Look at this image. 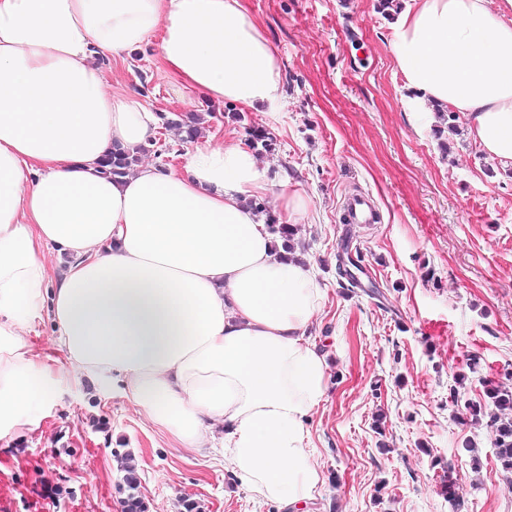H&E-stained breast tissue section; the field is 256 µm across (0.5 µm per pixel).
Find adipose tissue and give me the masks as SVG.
Instances as JSON below:
<instances>
[{"instance_id":"obj_1","label":"adipose tissue","mask_w":512,"mask_h":512,"mask_svg":"<svg viewBox=\"0 0 512 512\" xmlns=\"http://www.w3.org/2000/svg\"><path fill=\"white\" fill-rule=\"evenodd\" d=\"M392 30L407 111L455 112L512 169V0H406ZM156 35L206 99L280 107L277 52L241 0H0V438L91 376L183 447L221 436L248 491L299 512L321 481L305 428L323 394L320 290L247 205L265 168L211 136L179 172L144 155L120 178L101 166L156 129L101 61ZM45 312L61 376L28 341Z\"/></svg>"}]
</instances>
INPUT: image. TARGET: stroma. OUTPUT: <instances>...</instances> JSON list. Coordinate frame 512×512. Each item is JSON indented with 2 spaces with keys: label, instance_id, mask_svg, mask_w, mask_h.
I'll use <instances>...</instances> for the list:
<instances>
[{
  "label": "stroma",
  "instance_id": "obj_1",
  "mask_svg": "<svg viewBox=\"0 0 512 512\" xmlns=\"http://www.w3.org/2000/svg\"><path fill=\"white\" fill-rule=\"evenodd\" d=\"M275 46L278 111L204 99L161 62L158 40L112 64V93L216 139L249 144L309 202L298 245L321 288L309 331L326 357L324 394L305 422L322 471L309 512H512V483L467 402L482 379L512 384V171L464 123L405 111L378 0H243ZM370 194L376 224L341 219ZM349 244L373 289L350 287ZM479 360L458 398L454 376ZM132 457L146 512H281L252 497L222 445L195 452L89 378L66 381L37 425L0 441V512H122ZM454 496H447L448 484Z\"/></svg>",
  "mask_w": 512,
  "mask_h": 512
}]
</instances>
